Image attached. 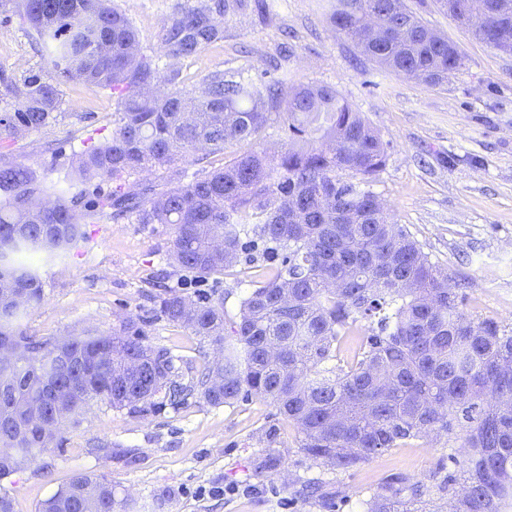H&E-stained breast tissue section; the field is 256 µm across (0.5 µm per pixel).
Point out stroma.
<instances>
[{
    "label": "stroma",
    "mask_w": 512,
    "mask_h": 512,
    "mask_svg": "<svg viewBox=\"0 0 512 512\" xmlns=\"http://www.w3.org/2000/svg\"><path fill=\"white\" fill-rule=\"evenodd\" d=\"M145 44H157L163 22L182 0H116ZM430 28L455 43L465 60L444 85L388 74L360 56L334 29L319 0H273L268 14L248 10L224 17V42L182 61L187 84L221 68L254 77L277 62L289 87L325 84L342 91L384 142L387 160L370 188L393 223L403 225L432 263L464 295L463 312L512 327V55L480 40L440 0H406ZM47 65V53L19 17L0 13V70L20 79ZM62 107L44 129L0 140V160L23 162L57 177L74 151L112 132L108 93L79 82L57 85ZM87 240L63 261L41 263L46 299L28 310V334L44 337L108 332L127 315L144 319L147 341L186 357L200 371L216 352L181 325L155 316L146 295L155 274L186 293L224 299L236 316L240 298L263 258L242 261L220 280L171 271L168 224L85 225ZM80 429L63 434L9 483L15 512L38 504L78 473L111 482L129 512H324L297 498L302 482L322 480L335 496L331 512H366V503L393 477L421 486L429 512H446L439 485L450 458H462L459 435L411 441L350 471L311 460L294 426L267 401L230 406L197 400L189 406L132 413L93 403ZM281 427V464L258 471L269 447L262 431Z\"/></svg>",
    "instance_id": "1"
}]
</instances>
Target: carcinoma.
<instances>
[{"label":"carcinoma","instance_id":"1","mask_svg":"<svg viewBox=\"0 0 512 512\" xmlns=\"http://www.w3.org/2000/svg\"><path fill=\"white\" fill-rule=\"evenodd\" d=\"M483 0L475 35L512 48V11ZM334 27L387 73L417 71L442 85L462 68V53L404 0H328ZM247 0H196L163 24L159 65L139 46L130 17L107 0H0L49 51V69L16 83L3 75L0 139L39 131L61 100L54 82L79 81L116 98L112 133L75 154L63 179L23 163L0 164V512H14L1 481L21 471L81 424L90 403L140 410L188 406L200 398L232 405L255 396L293 424L310 458L349 470L431 435L466 432V453L444 487L448 512H501L512 500V329L460 312L464 298L418 242L388 220L367 188L386 147L344 96L327 85L288 94L279 113L286 140L269 155L249 151L219 168L210 155L267 128L266 108L282 101V76L235 77L222 69L184 86L178 62L224 41V14ZM407 26L401 39L391 31ZM344 150L329 148L334 138ZM201 166L186 180L158 187L130 181L178 160ZM110 181L104 194L101 183ZM107 218L170 224L171 259L197 278L219 279L242 255L273 262L229 319L221 297L195 300L178 288L149 297L170 323L217 345L223 362L196 374L169 349L146 343L137 317L108 333L65 340L30 336L27 310L45 297L30 256L67 253L86 239L82 222ZM370 330L340 358L357 323ZM418 489L401 478L368 503L367 512H420ZM112 484L84 473L43 500L38 512H118Z\"/></svg>","mask_w":512,"mask_h":512}]
</instances>
